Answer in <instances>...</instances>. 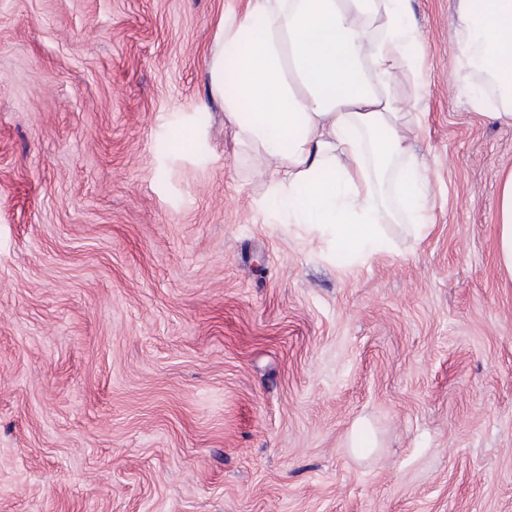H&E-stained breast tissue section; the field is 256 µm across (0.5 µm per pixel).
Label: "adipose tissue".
Wrapping results in <instances>:
<instances>
[{
  "instance_id": "1",
  "label": "adipose tissue",
  "mask_w": 512,
  "mask_h": 512,
  "mask_svg": "<svg viewBox=\"0 0 512 512\" xmlns=\"http://www.w3.org/2000/svg\"><path fill=\"white\" fill-rule=\"evenodd\" d=\"M459 88L512 125V0H457ZM423 47L409 0H241L226 8L208 62L238 154L265 178L272 219L357 260L393 249V223L430 221L428 167L406 135L423 81L397 96ZM234 81L239 95L225 94ZM499 265L512 275V173L497 206Z\"/></svg>"
}]
</instances>
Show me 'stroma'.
I'll list each match as a JSON object with an SVG mask.
<instances>
[{"label": "stroma", "instance_id": "35a3bbf8", "mask_svg": "<svg viewBox=\"0 0 512 512\" xmlns=\"http://www.w3.org/2000/svg\"><path fill=\"white\" fill-rule=\"evenodd\" d=\"M227 2L0 0V512H512V126L456 0H411L433 222L358 264L259 213ZM496 247L500 267L512 276V171L505 176L499 193Z\"/></svg>", "mask_w": 512, "mask_h": 512}]
</instances>
